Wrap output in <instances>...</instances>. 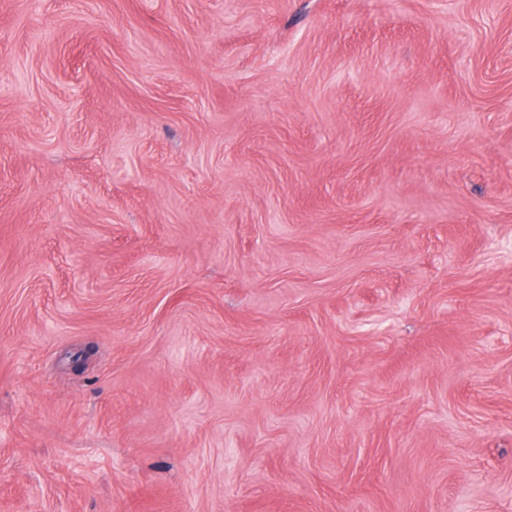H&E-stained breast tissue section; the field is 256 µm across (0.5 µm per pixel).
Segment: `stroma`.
Listing matches in <instances>:
<instances>
[{
  "label": "stroma",
  "mask_w": 512,
  "mask_h": 512,
  "mask_svg": "<svg viewBox=\"0 0 512 512\" xmlns=\"http://www.w3.org/2000/svg\"><path fill=\"white\" fill-rule=\"evenodd\" d=\"M512 0H0V512H512Z\"/></svg>",
  "instance_id": "stroma-1"
}]
</instances>
